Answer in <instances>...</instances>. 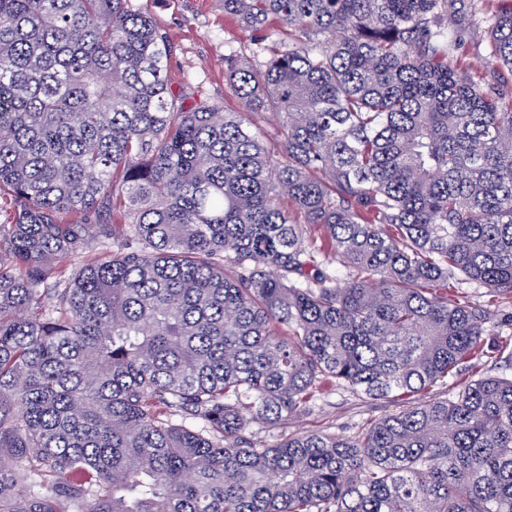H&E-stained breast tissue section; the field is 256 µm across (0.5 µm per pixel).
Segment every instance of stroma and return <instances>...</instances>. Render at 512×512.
Returning a JSON list of instances; mask_svg holds the SVG:
<instances>
[{
    "instance_id": "obj_1",
    "label": "stroma",
    "mask_w": 512,
    "mask_h": 512,
    "mask_svg": "<svg viewBox=\"0 0 512 512\" xmlns=\"http://www.w3.org/2000/svg\"><path fill=\"white\" fill-rule=\"evenodd\" d=\"M148 10L172 42L167 77L174 92L184 95L186 104L204 102L232 110L237 102L225 76L224 57L229 52L250 57L254 36L242 30L224 14V0H132ZM466 0L448 24L461 41L459 57L475 71H486V28L469 20ZM449 295L485 312L487 332L480 354L464 364L443 386L432 388L430 397L447 398L481 376L512 377V294L493 296L488 288L467 280L450 279ZM407 400L398 396L372 400L333 384L316 393L309 413L295 419L287 430L322 432L354 437L359 428L405 408ZM284 430V431H287ZM284 431L262 429L255 436L258 447L278 445Z\"/></svg>"
}]
</instances>
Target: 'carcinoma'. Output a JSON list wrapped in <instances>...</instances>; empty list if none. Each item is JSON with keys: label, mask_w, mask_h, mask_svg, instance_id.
Wrapping results in <instances>:
<instances>
[{"label": "carcinoma", "mask_w": 512, "mask_h": 512, "mask_svg": "<svg viewBox=\"0 0 512 512\" xmlns=\"http://www.w3.org/2000/svg\"><path fill=\"white\" fill-rule=\"evenodd\" d=\"M457 3L224 0L265 56L228 112L131 0H0V512H512V377L253 441L329 380L447 384L486 333L448 280L512 293V92L453 61ZM469 9L512 77V8ZM249 119L251 126L260 132L273 159H280L284 136L278 118L272 112H258L252 114Z\"/></svg>", "instance_id": "obj_1"}]
</instances>
